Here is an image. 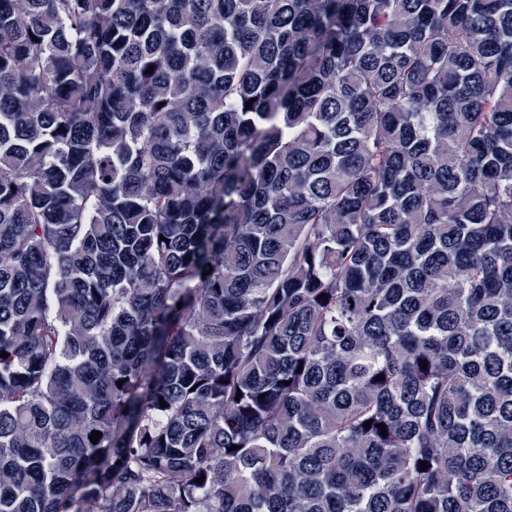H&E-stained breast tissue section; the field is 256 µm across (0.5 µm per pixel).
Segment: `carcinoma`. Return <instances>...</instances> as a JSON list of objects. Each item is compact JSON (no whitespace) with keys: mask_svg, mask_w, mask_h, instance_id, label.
I'll use <instances>...</instances> for the list:
<instances>
[{"mask_svg":"<svg viewBox=\"0 0 512 512\" xmlns=\"http://www.w3.org/2000/svg\"><path fill=\"white\" fill-rule=\"evenodd\" d=\"M2 352L0 512H512V0H0Z\"/></svg>","mask_w":512,"mask_h":512,"instance_id":"carcinoma-1","label":"carcinoma"}]
</instances>
